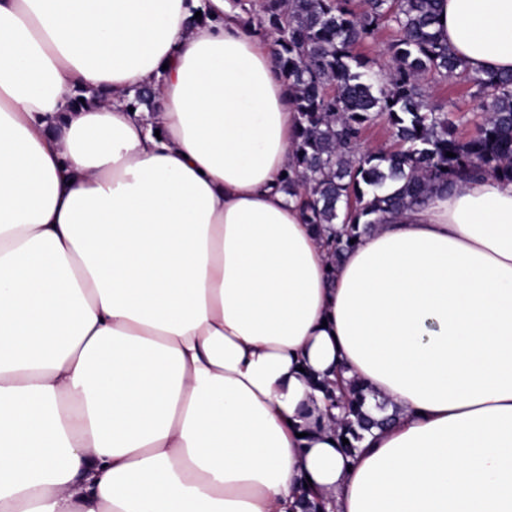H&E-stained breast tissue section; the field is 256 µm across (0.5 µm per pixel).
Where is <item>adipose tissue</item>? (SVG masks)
<instances>
[{
	"mask_svg": "<svg viewBox=\"0 0 512 512\" xmlns=\"http://www.w3.org/2000/svg\"><path fill=\"white\" fill-rule=\"evenodd\" d=\"M438 14L512 70V0ZM295 129L225 0H0V512H512V183L334 264ZM327 382L397 410L351 460Z\"/></svg>",
	"mask_w": 512,
	"mask_h": 512,
	"instance_id": "1",
	"label": "adipose tissue"
}]
</instances>
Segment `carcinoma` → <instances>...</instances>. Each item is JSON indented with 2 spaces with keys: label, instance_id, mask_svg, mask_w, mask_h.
Segmentation results:
<instances>
[{
  "label": "carcinoma",
  "instance_id": "obj_1",
  "mask_svg": "<svg viewBox=\"0 0 512 512\" xmlns=\"http://www.w3.org/2000/svg\"><path fill=\"white\" fill-rule=\"evenodd\" d=\"M439 0H230L261 29L275 35L274 54L297 112L294 161L283 190L299 198L307 223L340 224L328 241L338 263L383 215L421 203L435 184L450 190L461 180L490 175L512 182V72H472L435 29ZM389 28L391 66L355 52L358 43ZM459 78L478 101L481 120L458 133L443 107L430 101L428 83ZM381 124L391 134L386 149L364 150L365 131ZM454 156L448 157L446 153ZM341 413L337 439L356 456L363 433L385 428L363 411L354 384L327 394Z\"/></svg>",
  "mask_w": 512,
  "mask_h": 512
}]
</instances>
